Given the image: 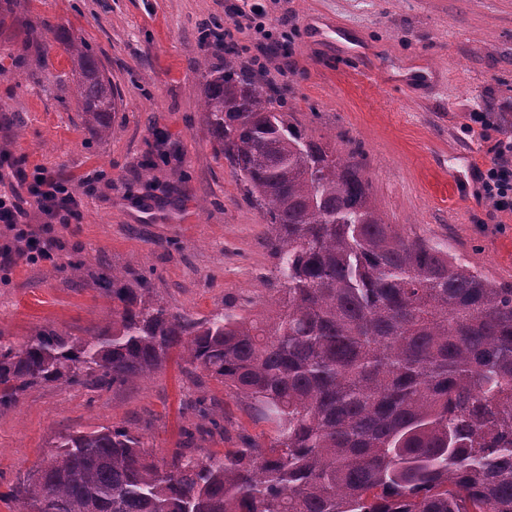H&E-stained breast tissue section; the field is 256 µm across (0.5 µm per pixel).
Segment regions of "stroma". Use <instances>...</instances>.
Segmentation results:
<instances>
[{
  "mask_svg": "<svg viewBox=\"0 0 512 512\" xmlns=\"http://www.w3.org/2000/svg\"><path fill=\"white\" fill-rule=\"evenodd\" d=\"M245 2L262 11V29H236ZM14 14L85 41L117 109L111 135L89 140L62 46L40 57L20 27L0 33V145L9 144L14 169L62 174L80 198L75 215L49 225L28 206L57 260L0 269V335L22 341L49 327L86 338L111 323V299L72 282L67 265L77 259L90 273L105 264L144 274L174 311L196 318L221 307L267 314L269 226L215 156L204 118L200 65L222 68L229 54L243 64L262 58V78L283 90L307 136L360 153L388 223L442 244L489 280L512 282V216L490 219L474 179L491 141L512 135V0H16ZM215 27L231 31L232 53L208 39ZM474 112L493 116L486 138L466 130ZM196 397L223 414L226 429L198 447L273 437L223 384L173 357L131 384L59 382L22 396L0 415V493L65 432L127 427L164 456L197 423L186 406Z\"/></svg>",
  "mask_w": 512,
  "mask_h": 512,
  "instance_id": "1",
  "label": "stroma"
}]
</instances>
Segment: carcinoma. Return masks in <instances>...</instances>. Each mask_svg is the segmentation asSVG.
<instances>
[{
	"mask_svg": "<svg viewBox=\"0 0 512 512\" xmlns=\"http://www.w3.org/2000/svg\"><path fill=\"white\" fill-rule=\"evenodd\" d=\"M47 50V24L25 18ZM91 138L112 133V81L58 38ZM217 154L272 228L277 308L196 319L146 276L105 268L112 323L88 338L0 336V415L42 384L109 388L173 353L271 423L267 443L157 457L125 427L59 435L0 501L20 512H512V283L403 235L358 153L308 138L249 68H204Z\"/></svg>",
	"mask_w": 512,
	"mask_h": 512,
	"instance_id": "obj_1",
	"label": "carcinoma"
}]
</instances>
